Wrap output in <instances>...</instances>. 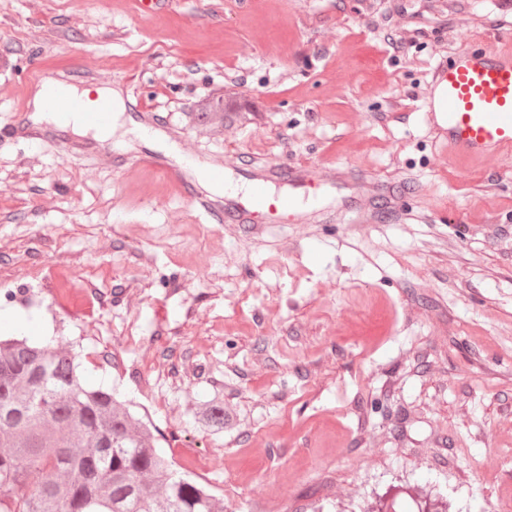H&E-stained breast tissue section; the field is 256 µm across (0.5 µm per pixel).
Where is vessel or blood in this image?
<instances>
[{"label": "vessel or blood", "mask_w": 512, "mask_h": 512, "mask_svg": "<svg viewBox=\"0 0 512 512\" xmlns=\"http://www.w3.org/2000/svg\"><path fill=\"white\" fill-rule=\"evenodd\" d=\"M49 104L57 111L59 125H66L75 113L86 114L100 127L111 121L107 103L92 102L82 97L58 99L49 96ZM426 121L436 133L442 149L455 156L478 160L486 167L512 160V48L496 47L476 51L468 48L456 52L448 63H437L430 72L425 97ZM136 163L153 167L182 187L187 195L195 190L186 174L195 165L192 158L181 162H165L155 155L136 156ZM250 184L247 194L226 189L223 204L206 201L208 213L217 222L227 224L302 223V209L308 199L318 198L322 187H335L339 208L352 211L356 202L345 191L344 169L330 175H314L281 163H270L245 169ZM362 195L382 197L398 204L401 194L397 186L376 177H363L357 182Z\"/></svg>", "instance_id": "vessel-or-blood-1"}]
</instances>
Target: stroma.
Returning <instances> with one entry per match:
<instances>
[{"label":"stroma","mask_w":512,"mask_h":512,"mask_svg":"<svg viewBox=\"0 0 512 512\" xmlns=\"http://www.w3.org/2000/svg\"><path fill=\"white\" fill-rule=\"evenodd\" d=\"M511 39L512 0H0V329L79 343L224 512H512V161L438 173L424 116L437 62ZM228 63L270 109L211 131L191 114ZM38 68L119 90L126 148L23 138ZM180 148L408 190L259 234L197 174L193 199L126 163ZM196 419L200 426L212 434H219L224 430L227 420L224 412V398L215 395L201 403L196 411Z\"/></svg>","instance_id":"1"}]
</instances>
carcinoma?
Listing matches in <instances>:
<instances>
[{
  "instance_id": "1",
  "label": "carcinoma",
  "mask_w": 512,
  "mask_h": 512,
  "mask_svg": "<svg viewBox=\"0 0 512 512\" xmlns=\"http://www.w3.org/2000/svg\"><path fill=\"white\" fill-rule=\"evenodd\" d=\"M224 101L194 119L216 123ZM200 426L224 431V398ZM0 512H224V499L160 446L112 388L85 382L71 343L0 335Z\"/></svg>"
}]
</instances>
